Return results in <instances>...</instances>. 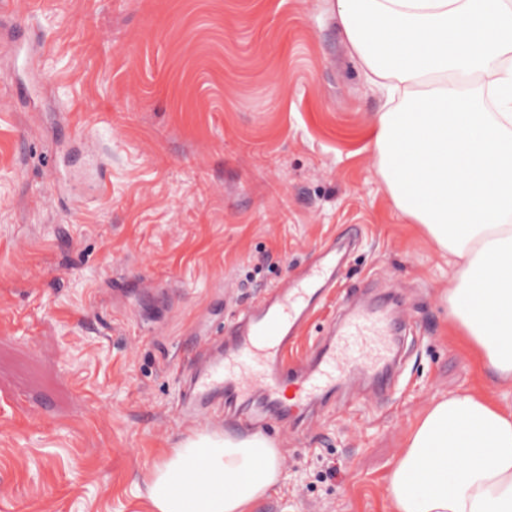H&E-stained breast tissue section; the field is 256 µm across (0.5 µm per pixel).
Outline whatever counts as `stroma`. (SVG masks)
<instances>
[{
	"label": "stroma",
	"instance_id": "stroma-1",
	"mask_svg": "<svg viewBox=\"0 0 512 512\" xmlns=\"http://www.w3.org/2000/svg\"><path fill=\"white\" fill-rule=\"evenodd\" d=\"M38 60L19 71L14 43ZM383 108L329 0H12L0 11V512H151L146 480L202 430L178 401L239 311L354 238L341 288L394 284L405 369L309 423L259 430L281 480L252 512H391L390 470L437 398L512 411L448 328V259L393 206ZM335 475H327V468Z\"/></svg>",
	"mask_w": 512,
	"mask_h": 512
}]
</instances>
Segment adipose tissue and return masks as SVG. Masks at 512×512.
<instances>
[{
    "label": "adipose tissue",
    "instance_id": "ef3b65f1",
    "mask_svg": "<svg viewBox=\"0 0 512 512\" xmlns=\"http://www.w3.org/2000/svg\"><path fill=\"white\" fill-rule=\"evenodd\" d=\"M386 109L377 174L454 268L448 315L480 369L512 385V0H336ZM256 432H196L150 473L153 512H249L278 482ZM393 512H512V413L470 391L433 403L392 466Z\"/></svg>",
    "mask_w": 512,
    "mask_h": 512
}]
</instances>
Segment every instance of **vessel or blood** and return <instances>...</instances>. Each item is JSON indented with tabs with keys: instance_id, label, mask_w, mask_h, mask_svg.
Segmentation results:
<instances>
[{
	"instance_id": "b4317fda",
	"label": "vessel or blood",
	"mask_w": 512,
	"mask_h": 512,
	"mask_svg": "<svg viewBox=\"0 0 512 512\" xmlns=\"http://www.w3.org/2000/svg\"><path fill=\"white\" fill-rule=\"evenodd\" d=\"M337 276L336 249L325 247L296 281L242 309L230 336L195 364L182 410L205 422L217 408L237 406L257 392L279 403L283 387L292 383L296 395L286 411L298 426L334 399L340 386L384 390L401 369V329L381 299L348 303L330 336L297 368L286 366L289 347Z\"/></svg>"
}]
</instances>
